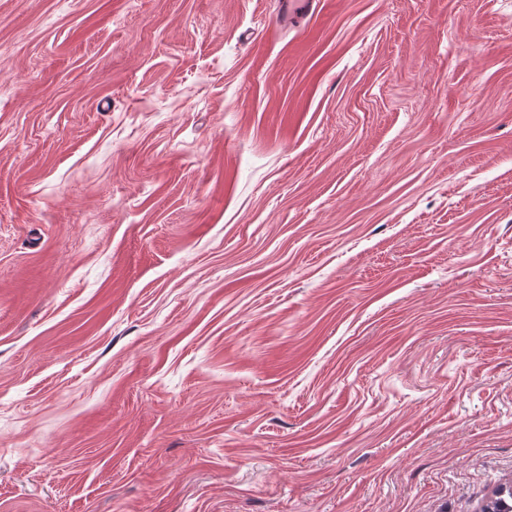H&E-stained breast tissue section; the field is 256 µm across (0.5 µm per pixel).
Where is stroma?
Segmentation results:
<instances>
[{"label":"stroma","mask_w":512,"mask_h":512,"mask_svg":"<svg viewBox=\"0 0 512 512\" xmlns=\"http://www.w3.org/2000/svg\"><path fill=\"white\" fill-rule=\"evenodd\" d=\"M0 0V512H479L512 485V0Z\"/></svg>","instance_id":"stroma-1"}]
</instances>
